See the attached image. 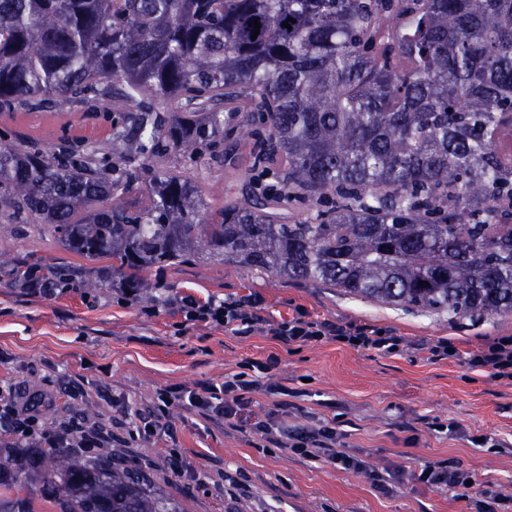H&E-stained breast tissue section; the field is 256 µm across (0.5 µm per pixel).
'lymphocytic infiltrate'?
Segmentation results:
<instances>
[{
    "mask_svg": "<svg viewBox=\"0 0 512 512\" xmlns=\"http://www.w3.org/2000/svg\"><path fill=\"white\" fill-rule=\"evenodd\" d=\"M256 298L247 296L232 301L199 303L186 296L180 299L179 309L186 320L202 321L218 326L237 327L247 334L255 329L258 321ZM270 333L285 343L305 345L321 340H334L354 349H376L395 353L406 345L405 339L369 326H338L325 321L310 319L299 310L291 318L273 324ZM465 360L470 367L491 371L500 380L512 381V338L502 337L487 342L483 348L469 352ZM276 396L278 408H285L287 386L280 383L260 385L246 371L225 375L222 383L202 384L195 388L170 387L156 396L151 419H140L134 432L139 438L150 439L168 429V418L173 405L192 408L202 416L224 420L237 429L249 424L261 433L263 439L275 448L309 459H326L344 470L366 474L372 487L382 494L390 493L394 477L391 473L370 466L361 457L346 452L342 447L344 432L339 417H318L311 425L288 427L274 420L272 412L254 407L257 391ZM51 401L46 393L35 392L28 399H21L16 392L0 397V435L14 438L29 448H80L91 450L108 447L114 436L111 431L84 428L70 422L59 431H45L39 423L42 407ZM415 481L442 490L458 491L468 488L472 475L469 471L445 462H428L414 473Z\"/></svg>",
    "mask_w": 512,
    "mask_h": 512,
    "instance_id": "lymphocytic-infiltrate-1",
    "label": "lymphocytic infiltrate"
}]
</instances>
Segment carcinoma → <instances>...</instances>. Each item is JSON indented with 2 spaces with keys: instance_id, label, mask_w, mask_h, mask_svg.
<instances>
[{
  "instance_id": "carcinoma-1",
  "label": "carcinoma",
  "mask_w": 512,
  "mask_h": 512,
  "mask_svg": "<svg viewBox=\"0 0 512 512\" xmlns=\"http://www.w3.org/2000/svg\"><path fill=\"white\" fill-rule=\"evenodd\" d=\"M155 96L194 109L165 119ZM99 98L129 108L107 144L0 143V220L107 262L133 297L144 273L208 255L388 305L512 314V0H0V112ZM221 100L268 128L250 170L286 169L204 224L198 187L150 161L223 141ZM293 203L307 218L284 224ZM46 273L63 287L86 268ZM22 490L56 512H180L65 448L30 468L0 450V512H33Z\"/></svg>"
}]
</instances>
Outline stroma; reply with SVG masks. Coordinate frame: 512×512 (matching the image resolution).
<instances>
[{
    "instance_id": "1",
    "label": "stroma",
    "mask_w": 512,
    "mask_h": 512,
    "mask_svg": "<svg viewBox=\"0 0 512 512\" xmlns=\"http://www.w3.org/2000/svg\"><path fill=\"white\" fill-rule=\"evenodd\" d=\"M116 105L63 106L73 118L72 134L100 141L110 134ZM44 110L18 109L0 116V133L57 151L59 126L47 125ZM251 138L234 129L222 155L204 154L175 165L176 173L201 190L207 223L221 220L250 177ZM77 257L38 226L0 224V268L20 262L67 267ZM158 313L117 288H79L30 296L0 279V393L26 387L52 393L55 404L44 428L75 420L111 429L112 455L127 469L143 471L151 492L177 503L180 512H471L472 502L494 490L512 499V383L470 370L460 359L426 361L414 343L451 341L472 351L497 336H512V315L451 318L416 307L387 305L339 293L333 288L250 273L214 257L193 265L149 273ZM259 298L258 314L277 322L304 309L312 319L390 330L409 346L387 355L333 341L288 345L261 332L247 335L204 323H184L175 301ZM272 371H264L269 357ZM252 363L259 381L275 379L294 389L288 424L309 423L335 410L346 433L347 451L395 473L390 494L376 492L366 475L325 460L266 449L250 427L230 428L197 411L173 408V435L130 440L136 424L162 389L221 383L226 374ZM454 422L455 432H438L435 421ZM490 437L492 447L472 444ZM178 452L183 476L167 460ZM454 460L471 472L464 496L417 484L410 470L425 462Z\"/></svg>"
}]
</instances>
